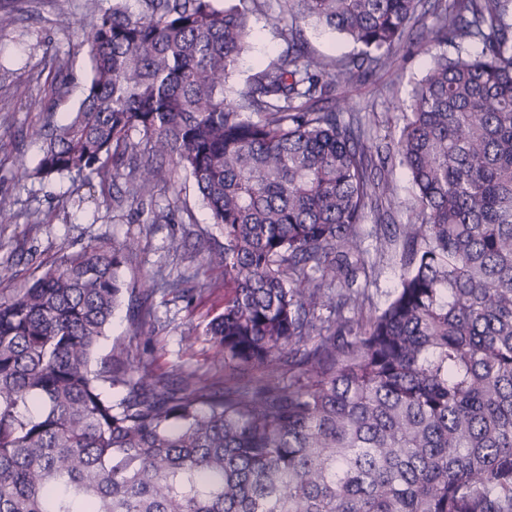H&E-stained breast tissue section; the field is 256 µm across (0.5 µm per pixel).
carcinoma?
Returning <instances> with one entry per match:
<instances>
[{
	"label": "carcinoma",
	"mask_w": 512,
	"mask_h": 512,
	"mask_svg": "<svg viewBox=\"0 0 512 512\" xmlns=\"http://www.w3.org/2000/svg\"><path fill=\"white\" fill-rule=\"evenodd\" d=\"M141 2L87 24L89 84L24 174L96 178L158 224L156 188L188 173L224 234L204 335L256 374L158 385L123 342L96 359L139 241L63 251L0 299V512H512V0H278L286 47L231 98L268 0ZM310 21L362 51L310 52ZM423 37L455 53L385 146L413 202L398 235L374 229L404 273L366 313L364 212L396 185L336 90ZM196 278L145 282L132 321Z\"/></svg>",
	"instance_id": "carcinoma-1"
}]
</instances>
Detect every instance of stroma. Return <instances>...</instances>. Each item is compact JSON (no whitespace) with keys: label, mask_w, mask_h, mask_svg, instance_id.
<instances>
[{"label":"stroma","mask_w":512,"mask_h":512,"mask_svg":"<svg viewBox=\"0 0 512 512\" xmlns=\"http://www.w3.org/2000/svg\"><path fill=\"white\" fill-rule=\"evenodd\" d=\"M3 5L13 7L15 21L0 32V198L11 201L17 219L0 224V263H11L15 271L12 283L0 285V298L10 297L14 287L41 274L63 250H76L93 240L134 237L139 250L124 270L129 287H140L160 270L173 277L194 271L199 292L188 303L158 304V322L140 330L127 308H120L108 335L125 340L132 359L149 354L156 378L172 379L186 371L215 381L230 375L249 380L252 370L219 362L207 337L191 335L223 311L224 278L203 268L200 241H219L223 235L210 223L189 175L178 172L174 185L158 187L157 201L169 206V216L159 224H144L136 210L114 208L111 192L98 182L40 180L21 174L22 168L36 165L41 153L42 142L33 137V130L47 117L58 120L77 107L90 74L87 53L78 42L83 27L99 8L107 7L108 0H0ZM250 25V46L228 82L232 91L274 62L285 47L267 16H252ZM435 52L433 46L415 43L389 69L355 81L350 96L366 110V128L377 145H385L396 133V119L409 106L411 89ZM61 58L67 63L70 85L68 93L59 96L51 92L50 84ZM32 213L39 214L40 223H28ZM173 236L186 242L176 256L166 251Z\"/></svg>","instance_id":"obj_1"}]
</instances>
